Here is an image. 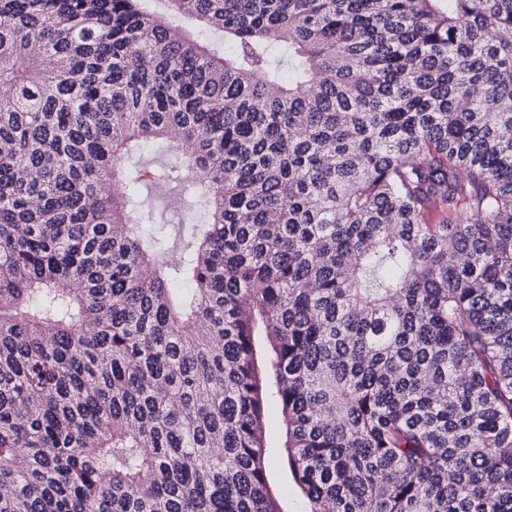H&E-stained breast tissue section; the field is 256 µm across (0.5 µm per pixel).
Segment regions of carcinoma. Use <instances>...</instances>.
I'll use <instances>...</instances> for the list:
<instances>
[{"instance_id": "carcinoma-1", "label": "carcinoma", "mask_w": 512, "mask_h": 512, "mask_svg": "<svg viewBox=\"0 0 512 512\" xmlns=\"http://www.w3.org/2000/svg\"><path fill=\"white\" fill-rule=\"evenodd\" d=\"M147 2L0 0V512H512V0ZM271 479L273 484L284 493V511L303 512L304 505L302 500L293 489L290 479L287 478L277 465L272 467Z\"/></svg>"}]
</instances>
